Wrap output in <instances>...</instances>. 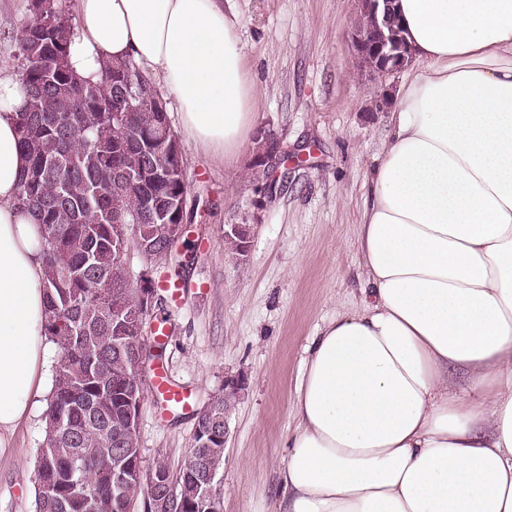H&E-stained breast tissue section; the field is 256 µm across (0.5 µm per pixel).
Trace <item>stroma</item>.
<instances>
[{"mask_svg":"<svg viewBox=\"0 0 512 512\" xmlns=\"http://www.w3.org/2000/svg\"><path fill=\"white\" fill-rule=\"evenodd\" d=\"M356 0H226L241 20L254 86L255 129H273L288 154L263 190L249 168L253 141L236 164L199 149L181 131L168 100L187 182L189 246L181 269L128 260L130 280L179 279L177 305L148 318L149 343L163 349L154 366L183 391L175 405L151 390L138 421L145 466L177 465L190 447L195 413L229 379L245 382L228 418L224 466L217 476L221 512H272L277 473L288 459L293 402L306 347L319 328L359 303L358 224L381 143L404 80L361 76L348 47ZM28 0H0V70L15 72L16 39ZM251 227L243 259L224 249V227ZM167 334L157 337L158 325ZM48 400L39 395L8 448L0 450V512H34V462L45 438Z\"/></svg>","mask_w":512,"mask_h":512,"instance_id":"obj_1","label":"stroma"}]
</instances>
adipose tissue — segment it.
Instances as JSON below:
<instances>
[{
	"mask_svg": "<svg viewBox=\"0 0 512 512\" xmlns=\"http://www.w3.org/2000/svg\"><path fill=\"white\" fill-rule=\"evenodd\" d=\"M410 72L358 226L365 296L296 387L275 512H512V0H395ZM68 62L133 60L237 161L255 117L224 0H76ZM26 97L0 72V449L45 391L42 231L16 204Z\"/></svg>",
	"mask_w": 512,
	"mask_h": 512,
	"instance_id": "1",
	"label": "adipose tissue"
}]
</instances>
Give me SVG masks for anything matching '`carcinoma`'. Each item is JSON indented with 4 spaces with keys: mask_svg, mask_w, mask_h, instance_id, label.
<instances>
[{
    "mask_svg": "<svg viewBox=\"0 0 512 512\" xmlns=\"http://www.w3.org/2000/svg\"><path fill=\"white\" fill-rule=\"evenodd\" d=\"M73 28L62 0H30L21 26L17 69L26 89L19 113V147L28 159L16 197L42 224L46 277L44 329L58 349L46 437L35 464V512H130L142 493L136 476L148 473L138 441L116 429L127 392H144L134 360L152 358L145 337L117 338L112 307L135 306L128 270L114 237L117 226L139 216L133 247L168 244L166 225L141 211L140 198L187 192L183 168L162 135L168 117L161 98L132 60L107 62L99 80L82 79L68 63ZM167 167L169 186L154 180ZM140 170L130 183L126 171ZM209 415L195 416L194 441L224 431V394L212 396ZM215 472L224 448H191L177 469L155 463L168 478L173 501L186 512H220L214 482L194 463Z\"/></svg>",
    "mask_w": 512,
    "mask_h": 512,
    "instance_id": "obj_1",
    "label": "carcinoma"
}]
</instances>
